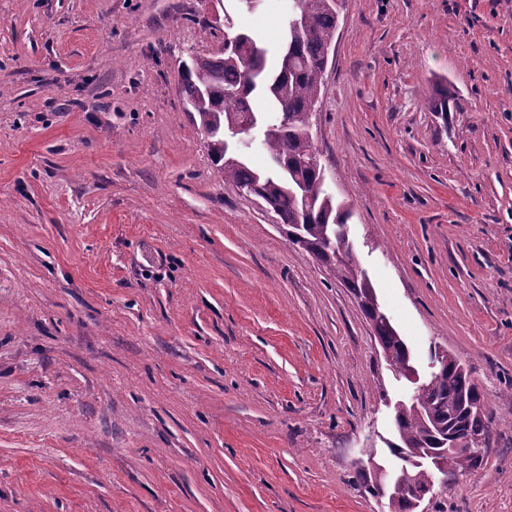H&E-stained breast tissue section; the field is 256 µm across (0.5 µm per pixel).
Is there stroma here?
<instances>
[{"instance_id": "stroma-1", "label": "stroma", "mask_w": 512, "mask_h": 512, "mask_svg": "<svg viewBox=\"0 0 512 512\" xmlns=\"http://www.w3.org/2000/svg\"><path fill=\"white\" fill-rule=\"evenodd\" d=\"M285 4L0 0V512H380L356 462L408 384L178 94ZM313 134L416 366L482 392L424 507L512 512V0H346Z\"/></svg>"}]
</instances>
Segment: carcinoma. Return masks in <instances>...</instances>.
<instances>
[{"instance_id": "obj_1", "label": "carcinoma", "mask_w": 512, "mask_h": 512, "mask_svg": "<svg viewBox=\"0 0 512 512\" xmlns=\"http://www.w3.org/2000/svg\"><path fill=\"white\" fill-rule=\"evenodd\" d=\"M218 56L194 57L183 67L179 94L197 115L207 133L208 150L224 171V180L239 189L256 188L278 217L290 242L316 260L357 294L375 337L395 376L405 378L412 355L390 319L376 314L375 289L355 262L336 259L329 244L346 224L349 213L322 177V165L304 164L316 150L304 136L309 113L319 101L327 68L330 38L336 32L339 11L328 0H290L282 43L270 48L257 35L234 29ZM249 119L248 132L234 134L232 120ZM261 152L268 165L256 169L249 157ZM420 401L407 400L394 407L398 441L387 443L391 456L407 463L398 472L394 492L401 510L410 508L412 488L430 484L424 465L408 462L417 454L448 447V433L458 423L473 435L488 430L484 412L463 415L462 401L481 403L471 374L453 355L436 383L419 393ZM481 455L455 457L448 478L457 479L475 469Z\"/></svg>"}]
</instances>
